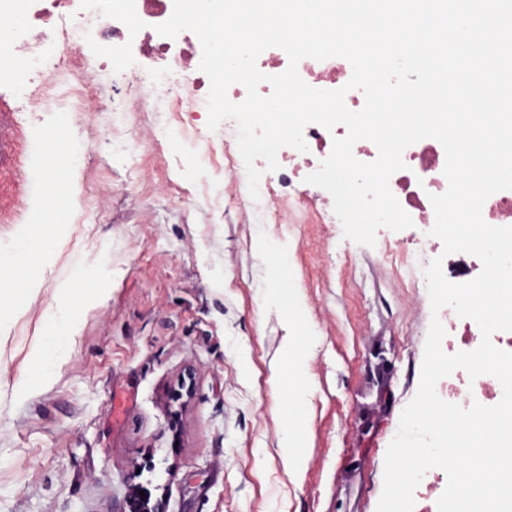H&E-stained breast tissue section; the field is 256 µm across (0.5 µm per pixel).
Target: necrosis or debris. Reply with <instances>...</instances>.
Returning a JSON list of instances; mask_svg holds the SVG:
<instances>
[{"label": "necrosis or debris", "instance_id": "necrosis-or-debris-1", "mask_svg": "<svg viewBox=\"0 0 512 512\" xmlns=\"http://www.w3.org/2000/svg\"><path fill=\"white\" fill-rule=\"evenodd\" d=\"M173 0H0V83H8L22 112H87L95 98L87 64L90 55L107 57L112 71L138 92L142 112L168 110L170 102L183 103L185 111L197 112L205 105L210 82L200 71L202 47L197 36L184 31L177 38L159 35L155 27L169 19ZM68 70L67 102L56 94L54 73ZM302 79L317 89L344 86L352 75L350 63L334 57L324 61L303 59L298 66ZM339 125L328 130L311 124L304 130L307 151L289 150L290 167L280 175L279 196L292 199L301 193L297 171L317 170L332 151L333 140L345 136ZM404 170L390 179V189L424 236L416 253L407 255L404 275L414 290H426L423 266L442 257L445 277L463 283L477 277L482 262L467 253L443 255L440 241L429 234L435 222L431 195L444 193L446 155L440 142L421 140L403 153ZM453 335L443 343L446 353L471 351L482 341L475 321L458 317L451 308L439 314ZM437 393L461 407L478 402L496 405L502 386L490 375L469 378L458 369L442 378Z\"/></svg>", "mask_w": 512, "mask_h": 512}]
</instances>
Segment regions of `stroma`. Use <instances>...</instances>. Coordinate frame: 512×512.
Returning a JSON list of instances; mask_svg holds the SVG:
<instances>
[{
    "instance_id": "stroma-1",
    "label": "stroma",
    "mask_w": 512,
    "mask_h": 512,
    "mask_svg": "<svg viewBox=\"0 0 512 512\" xmlns=\"http://www.w3.org/2000/svg\"><path fill=\"white\" fill-rule=\"evenodd\" d=\"M100 69V111H12L0 90V258L37 283L0 297V512H115L129 474L167 512H376L385 455L415 396L431 309L388 251L406 254L417 227L380 229L375 247L345 239L311 197L276 213L224 193L247 188L227 124L196 125L212 151L180 134L154 144L162 112H120L133 91ZM67 126L78 173L62 190L92 203L65 223L38 218L53 184L47 129ZM137 139V152H113ZM293 289L289 316L282 289ZM74 305L76 333L56 339L47 376L36 346ZM302 352L297 401L277 378ZM387 358L392 371L376 381ZM194 378L173 405L180 375ZM304 422L303 468L283 457L284 425Z\"/></svg>"
}]
</instances>
